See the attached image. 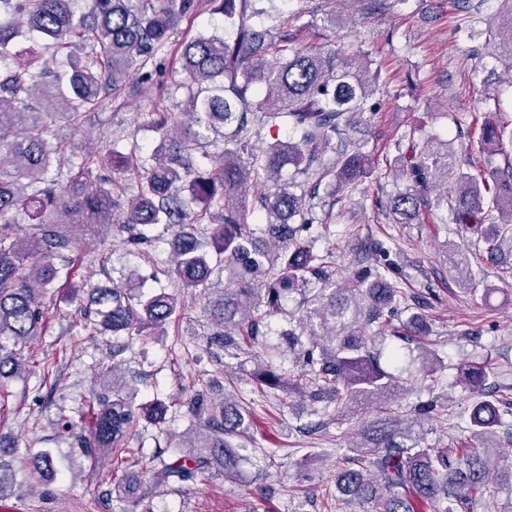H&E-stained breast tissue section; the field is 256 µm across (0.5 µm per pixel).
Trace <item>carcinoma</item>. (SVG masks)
Masks as SVG:
<instances>
[{"label": "carcinoma", "instance_id": "obj_1", "mask_svg": "<svg viewBox=\"0 0 512 512\" xmlns=\"http://www.w3.org/2000/svg\"><path fill=\"white\" fill-rule=\"evenodd\" d=\"M74 0H0V386L26 370L24 350L41 335L43 299L57 278L56 260L78 248L73 229L119 221L128 241L150 246L159 240L147 228L178 227L170 265L162 270L187 289L202 288L205 311L215 331L210 344L237 350L263 342L269 319L292 302L288 348L298 375L285 380L269 359L255 377L268 389L286 385L312 402H329L337 411L357 405L380 412L359 432L336 489L378 512H414L413 504L448 499L445 512L462 509L487 492L502 470L496 451L505 410L485 393L486 372L462 365V381L476 398L468 425L477 445L430 448L415 425L430 417L436 403H417L409 418L392 410L394 377L373 351L371 328L393 315L402 296L397 283L378 269L357 271L348 284L330 279L315 241L303 237L314 223V199L322 182L349 195L371 167L369 155L348 141V131L365 110L373 89L365 68L342 49L295 45L258 25L265 0H207L235 30L222 36L199 34L183 45L181 66L166 70L155 63L182 16L199 10V0H86L76 13ZM502 16L490 29L489 55L512 68V0H500ZM44 41L48 58L33 70L15 48L21 36ZM154 69L158 88L181 90L186 109L153 112L151 125L162 145L149 159L137 145L122 152L86 153L67 171L53 168L62 139L52 129L61 117L73 130L85 128L96 112L124 90L133 65ZM480 126L483 163L470 165L448 151V141H398L396 162L403 190L390 199L399 224L431 219L460 224L480 236L490 260L505 239H512V122L470 113ZM224 128V143L212 156L202 149L200 128ZM288 128V138L259 150L251 136L265 128ZM333 151L336 157L327 156ZM213 159L211 169L196 170L193 156ZM117 177H104L83 192L77 186L104 165ZM21 209L34 221L33 232L15 224ZM256 214L271 240L258 235L248 215ZM224 259L230 288L209 287L215 271L211 254ZM90 334H111L129 344L166 333L178 325L181 303L165 292L141 293L130 278L91 289L83 309ZM439 359L423 348L419 372L433 374ZM93 395L89 434L76 436L82 454L124 462L134 453L129 437L142 419L162 429L165 402L138 401V390L122 380L118 367L99 374ZM197 420L176 443L170 458L159 451L157 467L140 493L120 479L115 497L130 512L161 488L194 480L216 470L237 480L242 456L239 441L250 433V412L224 395L216 403L198 390L188 403ZM17 449L0 445V499L11 491L15 472L3 457Z\"/></svg>", "mask_w": 512, "mask_h": 512}]
</instances>
